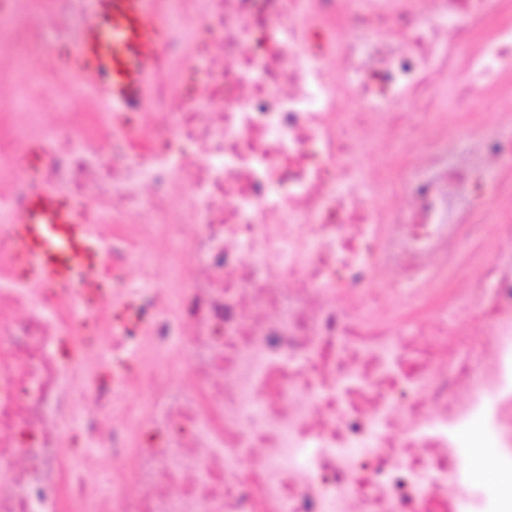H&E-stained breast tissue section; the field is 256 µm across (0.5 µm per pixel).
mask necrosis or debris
<instances>
[{"label":"necrosis or debris","mask_w":512,"mask_h":512,"mask_svg":"<svg viewBox=\"0 0 512 512\" xmlns=\"http://www.w3.org/2000/svg\"><path fill=\"white\" fill-rule=\"evenodd\" d=\"M70 2L0 0V512H512L466 465L512 473V131L471 108L512 100V0H159L133 136L42 125ZM40 184L95 202L111 292L24 281ZM466 82V74L458 69H449L447 81L445 83V92L440 101V107L442 110L448 113V135L450 137L458 136L463 143H466L470 135L468 129L457 122L453 113L456 110L453 106V95L458 87Z\"/></svg>","instance_id":"4bbe7bcc"}]
</instances>
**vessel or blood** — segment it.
<instances>
[{"instance_id": "b4317fda", "label": "vessel or blood", "mask_w": 512, "mask_h": 512, "mask_svg": "<svg viewBox=\"0 0 512 512\" xmlns=\"http://www.w3.org/2000/svg\"><path fill=\"white\" fill-rule=\"evenodd\" d=\"M157 0H91L74 44V66L97 97L133 129L154 77L167 66L169 32ZM92 206L52 187L30 196L16 224L29 282L77 294L102 287L106 252L92 231Z\"/></svg>"}]
</instances>
